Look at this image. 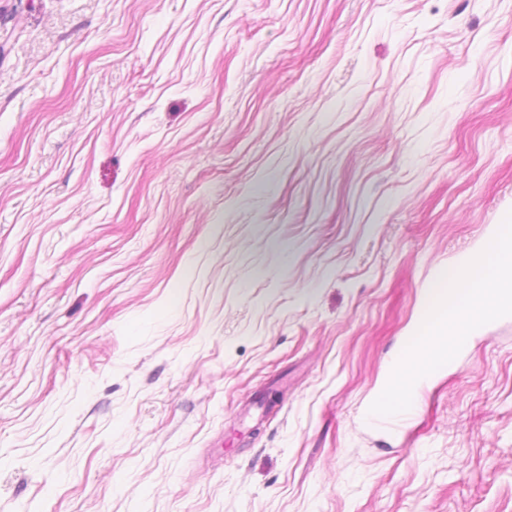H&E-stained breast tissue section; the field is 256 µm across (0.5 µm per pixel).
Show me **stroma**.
<instances>
[{"mask_svg":"<svg viewBox=\"0 0 512 512\" xmlns=\"http://www.w3.org/2000/svg\"><path fill=\"white\" fill-rule=\"evenodd\" d=\"M503 224L512 0H0V512H512ZM506 289L512 295L511 224L502 225L466 276L449 271L430 289L421 340L398 364L379 404L393 411L405 407L411 381L436 371L444 363L443 354L455 351L464 336L496 312Z\"/></svg>","mask_w":512,"mask_h":512,"instance_id":"stroma-1","label":"stroma"}]
</instances>
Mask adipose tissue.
Segmentation results:
<instances>
[{
    "mask_svg": "<svg viewBox=\"0 0 512 512\" xmlns=\"http://www.w3.org/2000/svg\"><path fill=\"white\" fill-rule=\"evenodd\" d=\"M507 291L512 293L511 224L502 225L467 275L449 272L431 288L422 336L399 363L381 406L393 411L405 407L411 382L436 371L463 337L496 312Z\"/></svg>",
    "mask_w": 512,
    "mask_h": 512,
    "instance_id": "ef3b65f1",
    "label": "adipose tissue"
}]
</instances>
